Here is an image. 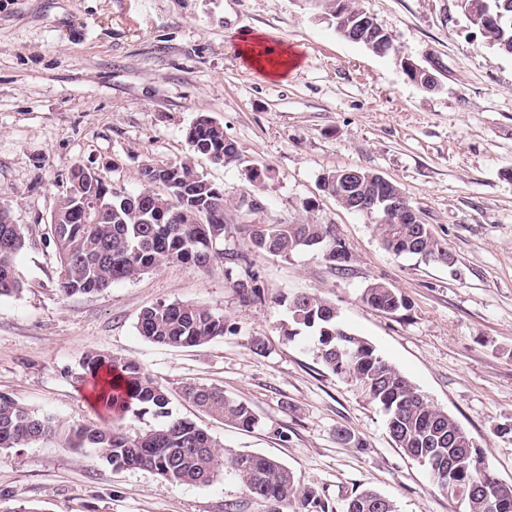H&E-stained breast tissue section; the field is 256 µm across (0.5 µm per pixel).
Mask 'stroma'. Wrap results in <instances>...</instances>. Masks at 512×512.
Returning <instances> with one entry per match:
<instances>
[{
	"label": "stroma",
	"instance_id": "stroma-1",
	"mask_svg": "<svg viewBox=\"0 0 512 512\" xmlns=\"http://www.w3.org/2000/svg\"><path fill=\"white\" fill-rule=\"evenodd\" d=\"M361 5L390 31L394 52L340 37L320 0H0V207L27 238L16 258L24 287L0 297V394L115 425L76 380L86 355L112 352L173 392V412L225 453L279 459L328 512H345L363 488L397 512H467L396 447L380 408L322 365L312 331L288 337L289 301L314 292L452 416L512 486V438L498 432L512 424V56L490 47L458 0ZM243 29L296 51L299 66L283 79L258 72L238 52ZM404 57L438 63L440 90L412 82ZM201 112L240 153L225 166L197 160L208 179L230 200H260L264 222L329 225L349 263L332 267L316 249L249 253L231 212L225 245L248 254L263 287L257 302L243 303L223 269L183 263L92 295L61 294L47 226L72 165L138 192L146 161L188 156L185 133ZM253 165L271 170L254 187L245 176ZM348 167L400 186L454 265L386 251L371 217L322 188L325 174ZM374 283L395 288L404 308L384 313L363 302ZM175 301L223 313L224 335L188 348L143 339L139 314ZM189 382L246 402L258 426L239 429L181 400ZM340 429L360 445L338 443ZM21 501L41 512H224L230 501L267 510L225 472L179 485L56 440L0 450V505Z\"/></svg>",
	"mask_w": 512,
	"mask_h": 512
}]
</instances>
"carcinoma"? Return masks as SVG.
Segmentation results:
<instances>
[{"mask_svg":"<svg viewBox=\"0 0 512 512\" xmlns=\"http://www.w3.org/2000/svg\"><path fill=\"white\" fill-rule=\"evenodd\" d=\"M471 24L485 30L483 37L498 53H512V24L486 26V11L512 16V0H458ZM191 152L215 165L239 161L238 147L224 128L201 114L187 131ZM144 188L124 193L90 168L72 166L69 187L56 202L48 237L55 246L59 291L66 296L101 292L113 284L133 280L171 262L192 264L209 271L222 267L242 301L261 298L253 264L238 252L224 248L228 225L224 214L234 205L224 188L211 182L190 158L142 168ZM93 199L101 200L103 214L86 224L81 212ZM234 206L241 208L242 203ZM256 254L289 256L306 248L322 251L331 264L349 262L348 252L336 249V239L323 224H243L238 227ZM382 246L394 255H413L448 263L451 254L427 224H379ZM26 245L22 227L7 209L0 210V297L18 293L24 281L15 256ZM362 299L371 307L393 313L405 302L396 289L374 283ZM292 337L302 329L314 331L321 363L333 374L355 384L367 400L386 416L389 434L410 458L431 449L445 455L468 457V467L451 480L432 475L441 494L466 503L468 512H512V487L496 496L473 492V486L496 475L483 469L480 450L472 437L448 413L435 406L395 366L364 338L351 333L336 307L315 293L298 295L288 304ZM136 329L145 340L171 348L194 347L224 336V315L191 303H160L145 309ZM81 381L101 371L113 375L121 394L108 392L103 403L122 417L152 414L157 427L126 431L102 428L78 420L34 412L0 395V449L27 447L58 438L65 448L93 449L114 469L152 471L175 484L206 485L222 471L235 475L247 496L266 503L267 512H327L316 488L302 486L280 461L257 453L227 455L202 428L173 414L170 391L139 364L111 353L93 352L81 364ZM179 395L206 414L242 430L259 424L252 408L215 387L186 383ZM346 512H396L395 503L373 489L349 497Z\"/></svg>","mask_w":512,"mask_h":512,"instance_id":"obj_1","label":"carcinoma"}]
</instances>
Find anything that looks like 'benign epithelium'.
I'll return each mask as SVG.
<instances>
[{"label":"benign epithelium","mask_w":512,"mask_h":512,"mask_svg":"<svg viewBox=\"0 0 512 512\" xmlns=\"http://www.w3.org/2000/svg\"><path fill=\"white\" fill-rule=\"evenodd\" d=\"M334 19L337 29L347 40L356 43L362 41L376 54H385L391 50L392 34L365 9L353 13L349 11L346 0H336ZM401 65L406 75L422 88L435 91L441 87L436 66H420L407 58L402 60ZM325 179L330 184H336V200L345 203L351 211L376 216L378 224L422 223L420 214L408 204L403 192L380 174L368 175L365 183L354 181L353 173L349 171L336 172L325 176ZM373 183L387 185L389 189L382 195L371 189ZM420 463L435 471L445 472L451 478L463 466V459L450 460L445 467L440 455L436 453L420 459Z\"/></svg>","instance_id":"1"}]
</instances>
